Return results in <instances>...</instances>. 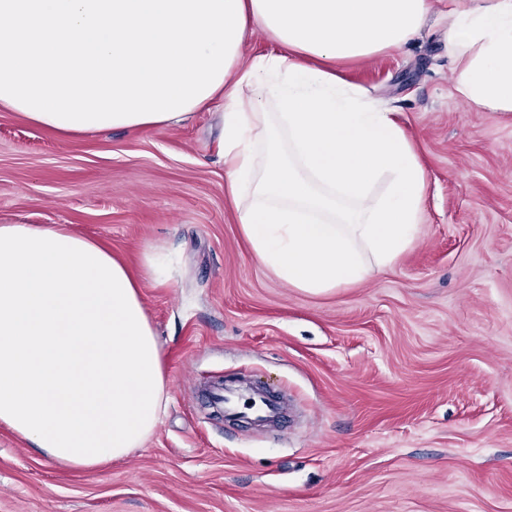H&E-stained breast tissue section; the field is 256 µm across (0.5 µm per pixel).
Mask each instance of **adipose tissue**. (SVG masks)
I'll return each instance as SVG.
<instances>
[{"label": "adipose tissue", "mask_w": 512, "mask_h": 512, "mask_svg": "<svg viewBox=\"0 0 512 512\" xmlns=\"http://www.w3.org/2000/svg\"><path fill=\"white\" fill-rule=\"evenodd\" d=\"M432 18L452 95L512 112V0H0V110L77 136L220 108L224 194L253 256L327 294L394 265L427 221L411 138L335 66L403 52ZM257 36L273 52L244 59ZM167 400L126 265L62 225L0 224V426L87 469L142 447Z\"/></svg>", "instance_id": "adipose-tissue-1"}]
</instances>
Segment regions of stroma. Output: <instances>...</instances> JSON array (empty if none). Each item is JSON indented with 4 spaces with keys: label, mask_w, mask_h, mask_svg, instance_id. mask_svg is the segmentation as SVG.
Segmentation results:
<instances>
[{
    "label": "stroma",
    "mask_w": 512,
    "mask_h": 512,
    "mask_svg": "<svg viewBox=\"0 0 512 512\" xmlns=\"http://www.w3.org/2000/svg\"><path fill=\"white\" fill-rule=\"evenodd\" d=\"M398 112L429 172L427 222L392 266L311 295L252 256L224 199L217 116L63 138L0 111V224H65L142 279L168 379L142 448L71 470L0 426V512H512V113L450 91L442 29L339 64ZM284 391L303 414L231 427L216 378ZM144 273L147 278L157 283H165L172 278V269L165 262L157 248L150 247L144 252Z\"/></svg>",
    "instance_id": "35a3bbf8"
}]
</instances>
